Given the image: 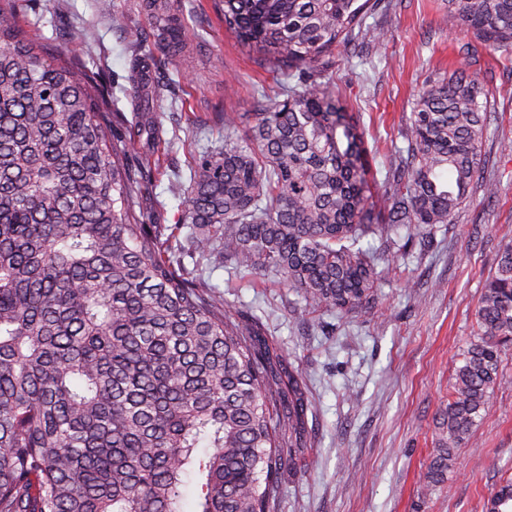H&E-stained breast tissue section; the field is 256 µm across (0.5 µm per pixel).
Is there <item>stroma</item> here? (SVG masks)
Returning <instances> with one entry per match:
<instances>
[{
  "instance_id": "35a3bbf8",
  "label": "stroma",
  "mask_w": 512,
  "mask_h": 512,
  "mask_svg": "<svg viewBox=\"0 0 512 512\" xmlns=\"http://www.w3.org/2000/svg\"><path fill=\"white\" fill-rule=\"evenodd\" d=\"M102 2L17 0V21L33 42L95 77L121 136L135 113L131 60L153 46L139 38L138 0H110L107 11ZM184 4L190 52L156 68L164 103L159 156L169 171L134 200L157 224L179 219L184 198L171 184L217 139L219 114L252 111V88L268 78L225 31L214 0ZM367 23L386 34L371 63L356 65L339 49L333 67L370 148L385 156L404 146L411 103L435 74L478 73L491 110L481 167L496 181V196L473 186L448 223L409 243L399 232L366 239L383 253L368 313L312 311L296 289L227 268L219 256L185 255L181 264L225 304L257 318L301 375L311 445L281 470L278 512H487L491 493L512 478V344L501 354V383L469 442L456 449L445 483L427 494L419 476L436 447L456 359L475 333L485 280L512 241V62L485 46L461 53L464 38L443 0H380ZM218 55L220 69L212 66Z\"/></svg>"
}]
</instances>
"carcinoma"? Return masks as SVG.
<instances>
[{
  "mask_svg": "<svg viewBox=\"0 0 512 512\" xmlns=\"http://www.w3.org/2000/svg\"><path fill=\"white\" fill-rule=\"evenodd\" d=\"M368 2L220 0L224 29L265 71L288 75L255 111L224 113L196 160L176 224H153L133 198L161 164L155 59L134 57L142 103L121 140L104 91L28 40L0 0V512H275L285 453L306 445L307 403L256 319L181 265L208 257L298 288L314 310L367 312L380 257L359 247L395 228L412 240L446 224L481 172L487 93L465 71L429 80L406 147L374 193L359 117L336 92L330 57L356 49ZM473 43L512 53V0H445ZM148 40L184 56L185 12L139 0ZM190 232L181 236L182 228ZM476 336L454 369L441 437L425 473L433 492L499 385L512 341V243L476 309ZM489 512H512V480Z\"/></svg>",
  "mask_w": 512,
  "mask_h": 512,
  "instance_id": "carcinoma-1",
  "label": "carcinoma"
}]
</instances>
